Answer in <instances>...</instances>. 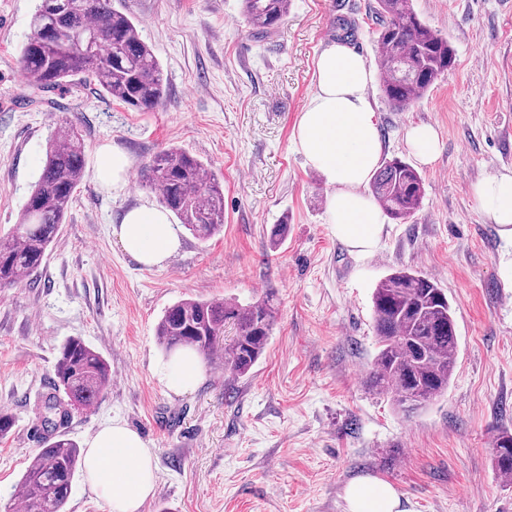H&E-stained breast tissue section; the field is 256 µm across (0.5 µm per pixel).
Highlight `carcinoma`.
I'll return each mask as SVG.
<instances>
[{
  "mask_svg": "<svg viewBox=\"0 0 512 512\" xmlns=\"http://www.w3.org/2000/svg\"><path fill=\"white\" fill-rule=\"evenodd\" d=\"M290 0H243L246 21L258 33L275 30L288 15ZM373 31L380 86L388 104L404 110L423 98L455 62L448 40L425 24L410 0H376ZM19 63L28 83L50 90L76 78L93 79L111 99L140 112L158 109L166 83L139 23L112 0H39ZM86 147L77 126L60 119L51 129L46 162L16 224L0 235V290L16 288L39 270L58 235L85 174ZM141 179L163 210L201 240L224 229V191L210 165L186 150L168 147L141 169ZM371 193L394 219L407 220L425 193L421 174L393 158L375 173ZM378 344L369 382L404 413L442 397L454 372L458 341L448 295L421 272L404 268L388 274L372 294ZM276 321L274 293L247 305L231 301L181 299L156 327L168 353L190 348L208 360L224 358V370L243 377L264 353ZM231 323L235 335L224 338ZM55 390L37 407L47 431L45 445L30 460L17 484L22 512H66L81 452L66 437L70 409L102 400L111 383L103 355L79 338L60 349ZM495 473L512 478V433L494 436Z\"/></svg>",
  "mask_w": 512,
  "mask_h": 512,
  "instance_id": "1",
  "label": "carcinoma"
}]
</instances>
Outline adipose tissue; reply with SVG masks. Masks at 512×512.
Returning <instances> with one entry per match:
<instances>
[{"instance_id":"1","label":"adipose tissue","mask_w":512,"mask_h":512,"mask_svg":"<svg viewBox=\"0 0 512 512\" xmlns=\"http://www.w3.org/2000/svg\"><path fill=\"white\" fill-rule=\"evenodd\" d=\"M371 81V69L361 55L342 42L330 43L316 62L314 89L292 133L295 152L330 188L326 215L334 235L361 256L374 253L385 228L381 211L362 192L383 150L367 96ZM472 199L499 225L502 237L512 241V171L474 184ZM112 233L124 252L148 267L162 266L180 247L168 213L147 205L127 208ZM155 374L175 394L195 389L201 380L197 357L188 350L159 362ZM86 446L87 482L108 512H141L156 487L153 453L141 435L113 420ZM344 498L347 512H403L397 490L369 476L349 482Z\"/></svg>"}]
</instances>
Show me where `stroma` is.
Returning a JSON list of instances; mask_svg holds the SVG:
<instances>
[{
  "label": "stroma",
  "mask_w": 512,
  "mask_h": 512,
  "mask_svg": "<svg viewBox=\"0 0 512 512\" xmlns=\"http://www.w3.org/2000/svg\"><path fill=\"white\" fill-rule=\"evenodd\" d=\"M375 0H291L286 19L258 36L240 0H114L140 24L167 82L164 105L136 112L95 86L32 88L19 48L36 0H0V232L15 224L46 159L55 120L75 121L86 170L67 219L33 283L0 292V512L42 441L35 407L53 390L54 364L73 337L102 353L112 382L93 411L73 410L78 446L123 421L154 453L157 485L142 512H347L346 484H391L407 512H512V482L493 467L496 431H512V242L479 212L471 188L512 170V0H412L447 37L456 61L402 112L378 81L367 94L382 157L413 161L404 134L439 135L419 166L425 196L407 222L386 219L376 251L352 253L326 222L328 188L292 147L323 49L346 41L376 66ZM109 145L131 162L112 190L95 177ZM175 146L208 162L224 188V230L202 241L179 231L163 266L139 264L112 233L130 206L156 205L142 166ZM288 238L271 247L280 221ZM401 268L422 271L454 309L458 354L446 395L398 411L367 378L378 351L372 292ZM274 291L277 318L251 372L202 362V382L176 395L154 373L165 351L155 330L183 298L249 304Z\"/></svg>",
  "instance_id": "1"
}]
</instances>
